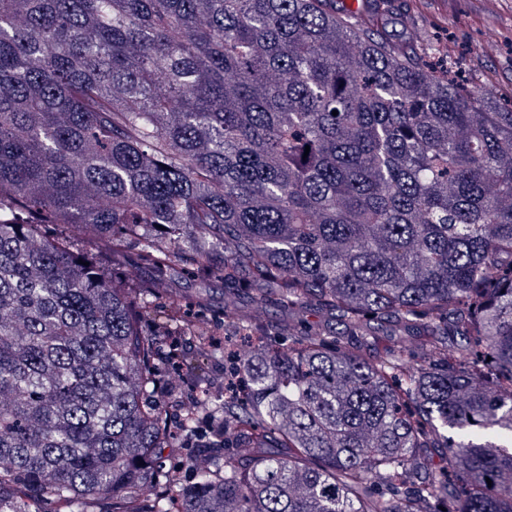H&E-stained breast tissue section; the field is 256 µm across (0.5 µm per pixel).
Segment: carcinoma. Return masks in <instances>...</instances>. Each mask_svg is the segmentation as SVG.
Masks as SVG:
<instances>
[{"mask_svg": "<svg viewBox=\"0 0 512 512\" xmlns=\"http://www.w3.org/2000/svg\"><path fill=\"white\" fill-rule=\"evenodd\" d=\"M383 4L0 0V512H512V111ZM44 219L287 306L191 479L157 377L207 330Z\"/></svg>", "mask_w": 512, "mask_h": 512, "instance_id": "1", "label": "carcinoma"}]
</instances>
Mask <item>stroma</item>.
<instances>
[{"instance_id":"1","label":"stroma","mask_w":512,"mask_h":512,"mask_svg":"<svg viewBox=\"0 0 512 512\" xmlns=\"http://www.w3.org/2000/svg\"><path fill=\"white\" fill-rule=\"evenodd\" d=\"M381 24L396 42L409 41L411 30L421 31L425 54L454 61L465 78V91L490 90L502 110L512 109V0H391ZM109 268L113 279L131 286L157 282L159 303L180 305L191 314L202 310L200 300H207L202 311L223 328L229 311L239 317L256 312L264 320L283 313L275 302L257 308L243 286L203 277L194 263L152 268L141 262L133 246Z\"/></svg>"}]
</instances>
